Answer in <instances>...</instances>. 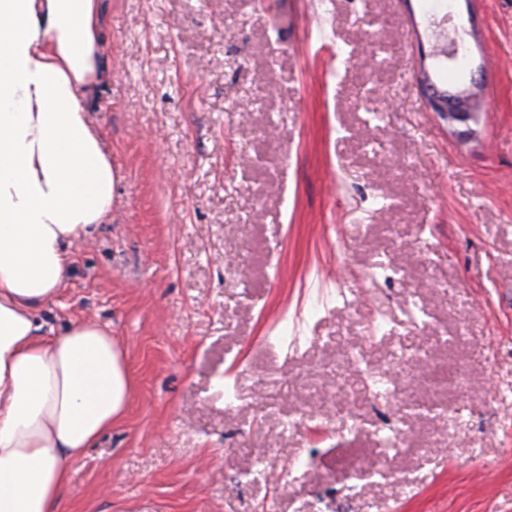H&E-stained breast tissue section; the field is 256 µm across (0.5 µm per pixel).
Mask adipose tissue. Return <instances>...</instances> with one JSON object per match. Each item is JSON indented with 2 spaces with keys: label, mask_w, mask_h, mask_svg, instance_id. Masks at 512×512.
<instances>
[{
  "label": "adipose tissue",
  "mask_w": 512,
  "mask_h": 512,
  "mask_svg": "<svg viewBox=\"0 0 512 512\" xmlns=\"http://www.w3.org/2000/svg\"><path fill=\"white\" fill-rule=\"evenodd\" d=\"M100 0H0V512H64L71 464L126 414L108 326L46 328L69 248L112 213L86 100L108 81Z\"/></svg>",
  "instance_id": "obj_1"
}]
</instances>
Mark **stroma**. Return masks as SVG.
Returning a JSON list of instances; mask_svg holds the SVG:
<instances>
[{
  "label": "stroma",
  "instance_id": "1",
  "mask_svg": "<svg viewBox=\"0 0 512 512\" xmlns=\"http://www.w3.org/2000/svg\"><path fill=\"white\" fill-rule=\"evenodd\" d=\"M442 17L464 61L437 55ZM102 20L112 217L42 316L107 325L133 388L66 512H512V0H102ZM479 66L462 141L421 78ZM402 351L425 365L383 398Z\"/></svg>",
  "mask_w": 512,
  "mask_h": 512
}]
</instances>
